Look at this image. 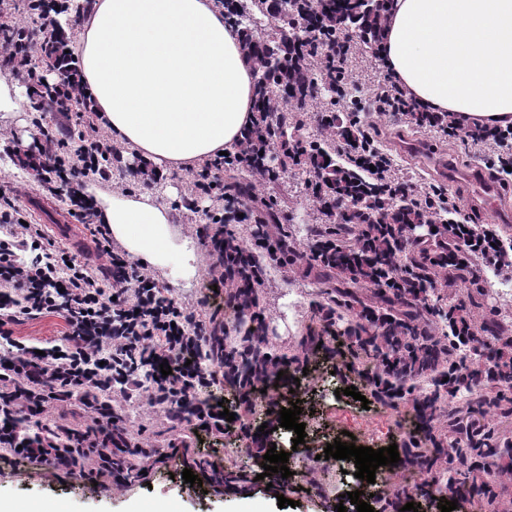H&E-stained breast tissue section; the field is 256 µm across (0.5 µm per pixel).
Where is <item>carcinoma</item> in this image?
I'll use <instances>...</instances> for the list:
<instances>
[{
	"instance_id": "1",
	"label": "carcinoma",
	"mask_w": 512,
	"mask_h": 512,
	"mask_svg": "<svg viewBox=\"0 0 512 512\" xmlns=\"http://www.w3.org/2000/svg\"><path fill=\"white\" fill-rule=\"evenodd\" d=\"M230 19L239 28L242 51L254 71V128L246 133L245 162L229 169L246 177L266 173L279 179L288 166L302 165L308 185L324 186L326 224L313 244L321 256L306 258L308 269L325 289V318L346 319L333 355L351 365L372 398L384 406L415 408L424 427L408 432L398 444L401 462L430 474L435 490L472 488L487 502L512 479V444L495 439V426L512 418V323L497 312H484V289L470 277L469 260L456 259L458 241L441 210L419 207L407 188L384 189L364 170L332 158L331 147L358 129L335 113L336 101L357 108L360 99L336 79V58L347 31L357 45L370 48L386 20L384 0H229ZM270 19L268 29L252 25L256 15ZM35 108L68 112L79 102L75 77L62 84L42 82L39 65L28 72ZM323 84L330 100L319 129L303 134L297 113L316 99L311 88ZM282 155L278 171L268 168L274 149ZM434 220L436 232L412 237L415 226ZM352 241L342 243V233ZM234 280L225 302L239 316L240 304L258 305L252 283L261 268L251 253L227 245ZM473 285L461 297L448 280ZM320 336H308L301 372ZM285 371L278 376L279 371ZM224 382L243 397L264 388L283 396L292 375L288 362L273 356L262 329L249 327L239 343L224 351ZM456 402L443 414L440 403Z\"/></svg>"
}]
</instances>
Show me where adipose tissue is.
Instances as JSON below:
<instances>
[{
	"label": "adipose tissue",
	"mask_w": 512,
	"mask_h": 512,
	"mask_svg": "<svg viewBox=\"0 0 512 512\" xmlns=\"http://www.w3.org/2000/svg\"><path fill=\"white\" fill-rule=\"evenodd\" d=\"M76 52L104 127L159 173L232 151L254 118L253 69L220 0H92ZM379 56L431 111L512 123V0H390ZM96 200L132 257L194 262L150 193Z\"/></svg>",
	"instance_id": "ef3b65f1"
}]
</instances>
